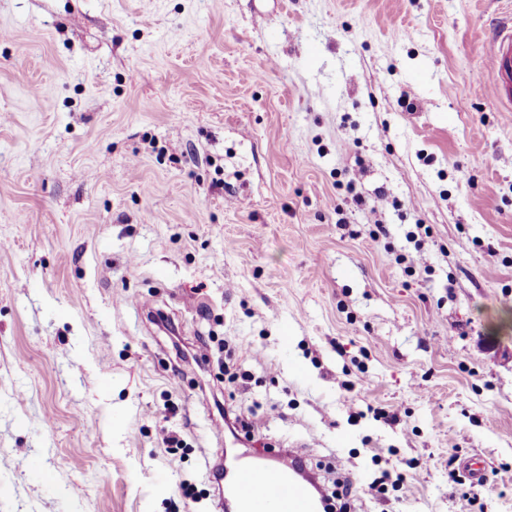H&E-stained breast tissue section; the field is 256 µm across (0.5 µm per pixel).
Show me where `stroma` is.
I'll use <instances>...</instances> for the list:
<instances>
[{
    "mask_svg": "<svg viewBox=\"0 0 512 512\" xmlns=\"http://www.w3.org/2000/svg\"><path fill=\"white\" fill-rule=\"evenodd\" d=\"M506 5L0 0V512H218L241 448L512 512ZM485 61L496 105L512 112V17L493 34Z\"/></svg>",
    "mask_w": 512,
    "mask_h": 512,
    "instance_id": "stroma-1",
    "label": "stroma"
}]
</instances>
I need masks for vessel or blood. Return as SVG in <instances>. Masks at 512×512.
Here are the masks:
<instances>
[{"mask_svg":"<svg viewBox=\"0 0 512 512\" xmlns=\"http://www.w3.org/2000/svg\"><path fill=\"white\" fill-rule=\"evenodd\" d=\"M496 105L512 112V20L501 24L485 55ZM297 450L275 452L263 460L250 453L238 454L225 479L224 499L237 512H318L315 482L298 477Z\"/></svg>","mask_w":512,"mask_h":512,"instance_id":"vessel-or-blood-1","label":"vessel or blood"}]
</instances>
